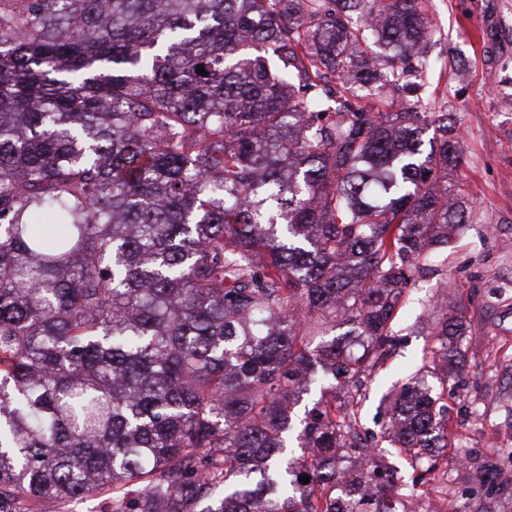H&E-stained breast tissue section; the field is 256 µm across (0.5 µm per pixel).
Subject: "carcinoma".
<instances>
[{"label":"carcinoma","mask_w":512,"mask_h":512,"mask_svg":"<svg viewBox=\"0 0 512 512\" xmlns=\"http://www.w3.org/2000/svg\"><path fill=\"white\" fill-rule=\"evenodd\" d=\"M429 37L427 0H0V512H392L336 461L470 218L448 113L393 96ZM446 394L403 385L417 475L376 496L432 471ZM111 492L94 497L72 498L60 502L55 512H103L112 509Z\"/></svg>","instance_id":"cac0c4a2"}]
</instances>
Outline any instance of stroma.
<instances>
[{"instance_id":"35a3bbf8","label":"stroma","mask_w":512,"mask_h":512,"mask_svg":"<svg viewBox=\"0 0 512 512\" xmlns=\"http://www.w3.org/2000/svg\"><path fill=\"white\" fill-rule=\"evenodd\" d=\"M430 70L424 106L448 113L464 150L454 178L472 204L469 224L415 270L387 359L365 381L359 431L379 465L411 470L385 424L410 368L430 357L433 327L462 317L471 334L448 375V445L434 480L417 484L411 512L453 497L459 512H512V0H428Z\"/></svg>"}]
</instances>
